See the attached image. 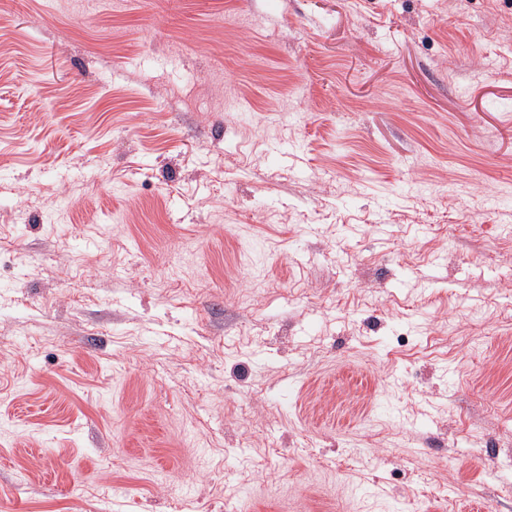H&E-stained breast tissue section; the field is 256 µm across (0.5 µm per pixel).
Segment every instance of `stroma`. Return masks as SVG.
I'll list each match as a JSON object with an SVG mask.
<instances>
[{
  "instance_id": "1",
  "label": "stroma",
  "mask_w": 512,
  "mask_h": 512,
  "mask_svg": "<svg viewBox=\"0 0 512 512\" xmlns=\"http://www.w3.org/2000/svg\"><path fill=\"white\" fill-rule=\"evenodd\" d=\"M0 0V512H512V0Z\"/></svg>"
}]
</instances>
